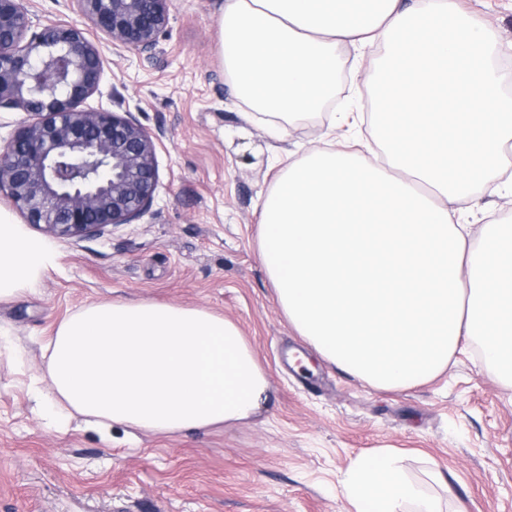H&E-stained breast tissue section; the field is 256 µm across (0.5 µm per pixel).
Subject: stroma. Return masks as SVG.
I'll return each instance as SVG.
<instances>
[{
	"instance_id": "35a3bbf8",
	"label": "stroma",
	"mask_w": 512,
	"mask_h": 512,
	"mask_svg": "<svg viewBox=\"0 0 512 512\" xmlns=\"http://www.w3.org/2000/svg\"><path fill=\"white\" fill-rule=\"evenodd\" d=\"M221 2L173 0L151 58L103 46L101 92L87 104L158 135L156 198L137 223L52 239L37 291L0 303V512H355L342 476L382 448L442 512H512V385L477 350L425 384L380 390L320 359L281 311L259 255L260 205L330 116L270 137L222 64ZM463 2L512 43V0ZM137 299L236 323L269 374L267 407L171 435L116 427L104 440L79 416L48 426L31 398L43 343L82 307Z\"/></svg>"
}]
</instances>
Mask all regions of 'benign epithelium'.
I'll return each mask as SVG.
<instances>
[{"instance_id":"1","label":"benign epithelium","mask_w":512,"mask_h":512,"mask_svg":"<svg viewBox=\"0 0 512 512\" xmlns=\"http://www.w3.org/2000/svg\"><path fill=\"white\" fill-rule=\"evenodd\" d=\"M83 19L33 28L25 0H0V109L26 114L0 142V193L55 238L101 237L148 213L158 185L156 134L86 106L100 92L98 36L152 57L172 0H68Z\"/></svg>"}]
</instances>
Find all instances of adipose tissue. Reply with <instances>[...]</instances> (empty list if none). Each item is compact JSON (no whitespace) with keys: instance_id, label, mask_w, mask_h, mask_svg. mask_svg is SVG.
Masks as SVG:
<instances>
[{"instance_id":"1","label":"adipose tissue","mask_w":512,"mask_h":512,"mask_svg":"<svg viewBox=\"0 0 512 512\" xmlns=\"http://www.w3.org/2000/svg\"><path fill=\"white\" fill-rule=\"evenodd\" d=\"M218 24L238 98L270 134L318 114L350 47L378 51L368 102L382 163L308 149L261 205L260 258L278 304L331 365L372 387L432 380L476 347L512 383V221L482 194L512 189V93L486 23L459 0H224ZM456 209H449V202ZM54 253L0 209V302L38 286ZM38 412L156 434L251 420L271 397L238 326L152 300L81 308L45 344ZM342 494L356 512H439L393 451L358 457Z\"/></svg>"}]
</instances>
